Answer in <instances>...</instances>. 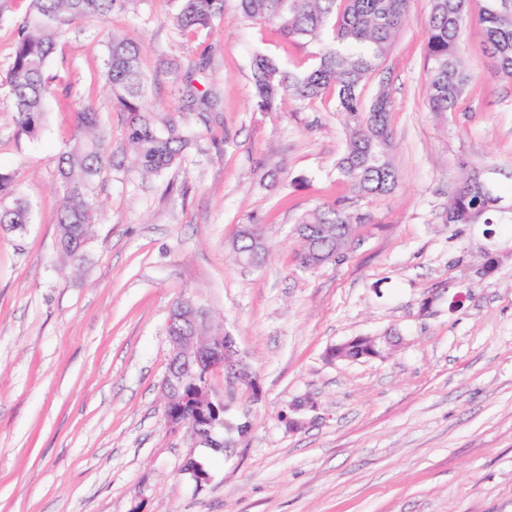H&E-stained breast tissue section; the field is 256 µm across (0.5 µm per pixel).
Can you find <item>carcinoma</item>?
I'll return each instance as SVG.
<instances>
[{
    "label": "carcinoma",
    "mask_w": 512,
    "mask_h": 512,
    "mask_svg": "<svg viewBox=\"0 0 512 512\" xmlns=\"http://www.w3.org/2000/svg\"><path fill=\"white\" fill-rule=\"evenodd\" d=\"M138 0H31V8L17 23L18 39L3 85L13 101L18 132L35 137L42 128L48 98L53 94L46 68L54 52L61 26L83 17L105 18L114 11L135 7ZM409 0H239L242 14L275 27L289 40L322 44L316 62L298 74L283 68L267 55L252 62V79L257 106L270 110L287 93L299 102H312L329 94L336 111L343 116L349 139L336 172L360 199H372L392 192L398 172L385 158L391 144L389 118L391 102L380 91L365 104L362 87L388 57L405 26ZM479 6L484 25L485 52L497 72L512 80V0H431L427 24V98L437 115L456 110L470 75L460 57L462 36L471 5ZM224 17V0H182L175 17L178 27L195 31L210 27ZM206 66L205 58L188 60L186 66L170 67L182 82L184 109L201 118L216 110L220 92H200L191 73ZM116 111L127 127L130 159L145 177H156L177 164L191 143L189 135L173 116L157 119L144 106L147 78L141 68L139 45L114 36L109 42L103 73ZM77 136L58 158L57 173L62 197L56 213L57 247L73 264L83 260L85 243L96 212L91 186L106 166V133L98 114L91 109L76 113ZM476 170L467 174L462 187L448 203L450 224H497L502 210L488 203ZM371 213L338 201L323 204L298 220L301 231L298 266L313 272L305 263L307 254H325L336 248L339 238L357 225L372 223ZM30 223L28 208L20 198L12 205L0 204V229ZM262 234L237 233L232 259L256 266L266 254ZM370 340L340 343L328 351L332 359L358 361L369 349ZM211 370L195 366L183 381L182 400L165 407L167 421L184 418L197 422L194 406L204 402L203 394L213 392Z\"/></svg>",
    "instance_id": "obj_1"
}]
</instances>
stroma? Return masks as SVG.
I'll return each instance as SVG.
<instances>
[{
	"label": "stroma",
	"instance_id": "35a3bbf8",
	"mask_svg": "<svg viewBox=\"0 0 512 512\" xmlns=\"http://www.w3.org/2000/svg\"><path fill=\"white\" fill-rule=\"evenodd\" d=\"M430 0H410L364 100H391L396 189L354 199L336 174L347 131L332 98L283 96L260 111L255 55L301 73L320 51L292 43L225 0L223 19L179 29L181 0H140L74 20L47 75L54 96L38 138L18 135L0 87V172L32 222L0 230V512H512V223L449 224L470 169L512 208V81L489 62L471 12L462 41L470 85L456 111L427 103ZM29 0H0V78ZM141 47L145 99L180 112L193 141L181 163L145 178L103 80L112 35ZM206 58L199 88L223 98L207 121L181 113L166 60ZM98 112L108 163L91 190L97 224L80 267L57 249V160L75 114ZM348 199L370 211L347 261L301 271V215ZM268 245L234 263L241 225ZM205 306L230 333L261 395L213 388L230 403L226 451L195 447L167 423L163 382L174 302ZM398 337L383 357L332 360L356 336ZM310 401L290 429V404ZM246 425L238 434L237 425ZM196 459L211 479L183 472Z\"/></svg>",
	"mask_w": 512,
	"mask_h": 512
}]
</instances>
